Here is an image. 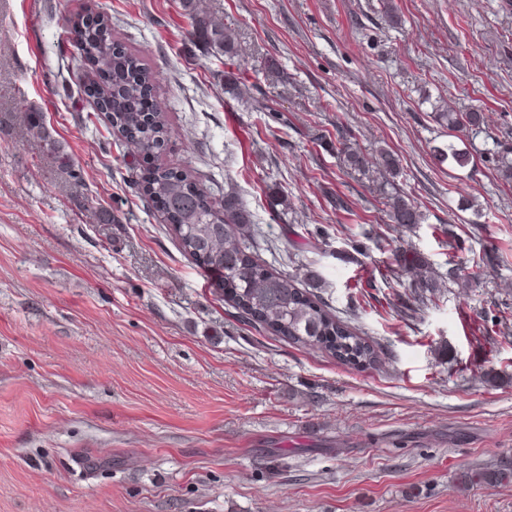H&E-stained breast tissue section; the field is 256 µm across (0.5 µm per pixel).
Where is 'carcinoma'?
I'll return each instance as SVG.
<instances>
[{
  "instance_id": "carcinoma-1",
  "label": "carcinoma",
  "mask_w": 512,
  "mask_h": 512,
  "mask_svg": "<svg viewBox=\"0 0 512 512\" xmlns=\"http://www.w3.org/2000/svg\"><path fill=\"white\" fill-rule=\"evenodd\" d=\"M188 32L207 52L229 56L238 53L234 33L197 4L183 0ZM69 42L80 61L84 92L97 109L107 115L113 131L139 154L160 157L167 150L170 123L167 113L155 108V77L137 52L110 47L112 27L108 16L78 15L68 20ZM449 131L478 129L483 125L480 112H458L448 108L435 113ZM23 123L44 142L48 155L64 168L73 165L61 155V146L45 127L43 115L23 109ZM338 151L345 166L359 171L374 166L385 179L394 174L397 159L386 149L378 151L376 162L351 143L342 142ZM440 162L449 159L463 166L466 154L454 143L433 147ZM130 177L141 194L160 203L165 223L176 232L182 251L206 272L214 274L234 304L247 317L259 322L269 333L303 346L316 347L344 365L370 367L377 363L375 349L352 332L330 308L304 294L288 274H275L253 256V215L229 187L224 199H216L201 187L189 171L174 164H157L146 175L130 170ZM390 221L401 228L422 223L423 214L403 191L393 187L385 196Z\"/></svg>"
}]
</instances>
